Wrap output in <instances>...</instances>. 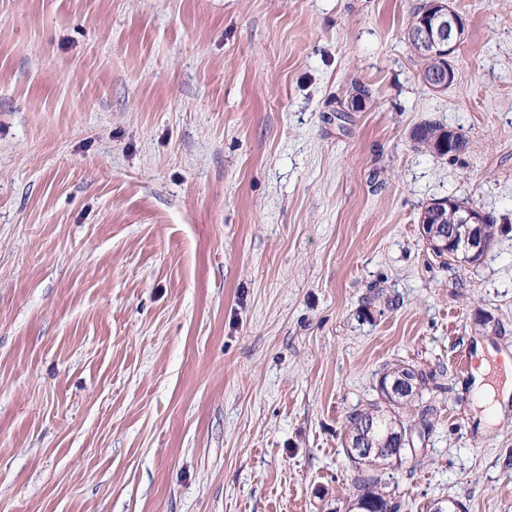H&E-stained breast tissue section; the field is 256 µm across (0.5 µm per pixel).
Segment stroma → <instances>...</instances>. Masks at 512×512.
<instances>
[{"mask_svg": "<svg viewBox=\"0 0 512 512\" xmlns=\"http://www.w3.org/2000/svg\"><path fill=\"white\" fill-rule=\"evenodd\" d=\"M0 0V512H356L346 417L397 364L435 409L402 512H512V0ZM433 122L457 155L419 146ZM491 216L442 264L421 213ZM416 29V38L423 49L438 48L442 53L443 74L438 77L431 88L442 92L455 83L453 57L465 32V19L451 8L449 3L441 0L430 2V12L422 15ZM448 135L453 138L455 142L454 152H462L466 145L465 136L456 131H446L444 127L437 126L433 124H424L416 128L413 131L412 138L413 140L422 145H426L428 149H432L436 151V153L440 156L448 155L447 151L452 146L448 143ZM442 137L445 138L446 152L441 150V145L443 143ZM482 359V365L476 370L474 375L476 387L481 396L479 407H482V421L490 422L494 420L496 411L506 404L512 394V373L508 367L507 360L504 363V374L499 381L489 379L490 367Z\"/></svg>", "mask_w": 512, "mask_h": 512, "instance_id": "1", "label": "stroma"}]
</instances>
